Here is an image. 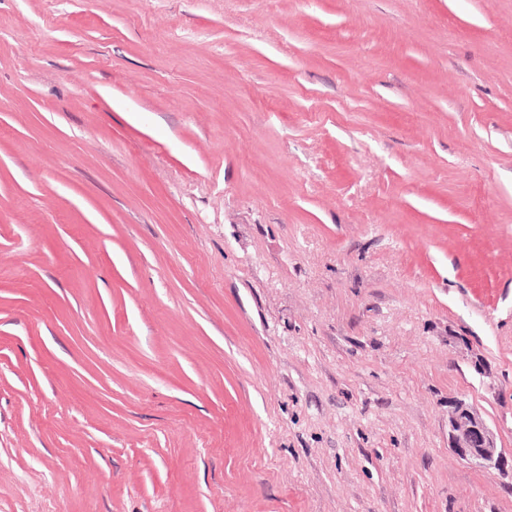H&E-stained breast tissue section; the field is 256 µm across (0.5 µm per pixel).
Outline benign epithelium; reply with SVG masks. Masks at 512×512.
Masks as SVG:
<instances>
[{
    "label": "benign epithelium",
    "mask_w": 512,
    "mask_h": 512,
    "mask_svg": "<svg viewBox=\"0 0 512 512\" xmlns=\"http://www.w3.org/2000/svg\"><path fill=\"white\" fill-rule=\"evenodd\" d=\"M448 443L455 455L482 470L503 471L509 457L498 436L481 412L462 399L451 402L448 413Z\"/></svg>",
    "instance_id": "7a95c632"
}]
</instances>
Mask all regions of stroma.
I'll return each instance as SVG.
<instances>
[{
  "label": "stroma",
  "mask_w": 512,
  "mask_h": 512,
  "mask_svg": "<svg viewBox=\"0 0 512 512\" xmlns=\"http://www.w3.org/2000/svg\"><path fill=\"white\" fill-rule=\"evenodd\" d=\"M455 398L512 454V0H0V512H512ZM448 443L455 455L486 471H504L509 457L481 412L462 399L450 402Z\"/></svg>",
  "instance_id": "1"
}]
</instances>
